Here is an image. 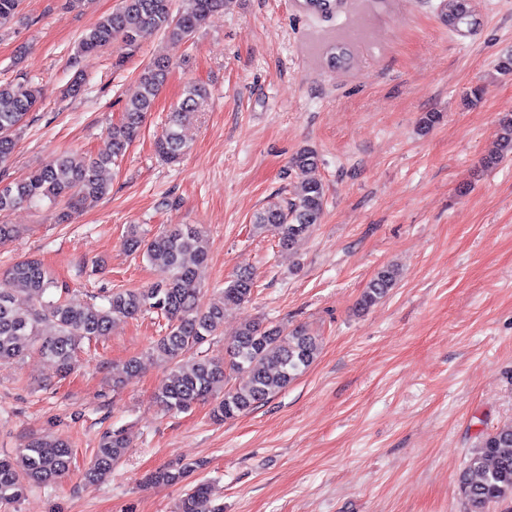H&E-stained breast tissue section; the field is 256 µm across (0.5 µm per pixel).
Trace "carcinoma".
Segmentation results:
<instances>
[{
    "label": "carcinoma",
    "mask_w": 512,
    "mask_h": 512,
    "mask_svg": "<svg viewBox=\"0 0 512 512\" xmlns=\"http://www.w3.org/2000/svg\"><path fill=\"white\" fill-rule=\"evenodd\" d=\"M174 0H120L118 8L100 18L81 37L76 55L98 52L115 41L126 48L137 46L146 31H158L170 43L192 39L208 18L223 9L227 0H182L174 9ZM348 0H303L304 10L324 17L341 11ZM457 0H441L440 14L455 13L451 29L465 34L480 25L472 6L456 10ZM169 68L165 57H157L139 75L137 88L125 101L121 118L109 130L111 150L97 157L75 154L57 155L28 175L8 179L0 173V214L23 204L67 199V207L56 214V222H68L72 213L88 201L109 191L104 172L116 165L139 137L147 115L164 84ZM208 97L202 84H190L184 97L173 108L167 127L155 148L168 164L180 162L188 151L181 127L198 112ZM38 104V90L25 82L0 83V170L6 168L15 148L17 132L24 117ZM498 152L486 158L483 167L492 168L512 154V119H503L497 130ZM319 156L303 148L289 161V168L300 178L296 197L258 211L253 227L269 232L278 246L290 250L294 244L321 222L325 187L315 176ZM125 249L145 259L158 272V279L147 288H121L97 306L64 296L50 270L36 259L15 261L0 281V361L25 356L31 351L51 358L60 372L74 368V358L82 339L96 340L108 334L120 319H132L156 312L165 319L153 352L168 364L167 382L154 397L166 412H186L213 396L216 384L236 383L213 404L217 422L243 415L286 389L317 358L321 343L302 327L263 321L244 323L228 344L224 356L198 358L190 351L218 335L224 325V311L251 300L255 279L251 272H238L218 292L217 299L205 310L195 304L199 291L198 266L207 262L209 253L205 231L197 224H167L147 235L130 226ZM399 272L392 266L379 269L368 282L360 306L370 307L395 287ZM61 290L57 299H44L51 290ZM140 368L132 358L121 370L112 372V387L120 388L128 376ZM129 441L122 429L101 433L93 460L83 473L86 483L103 482L126 454ZM73 450L67 443L49 436L33 437L15 458H0V505L21 501L32 486L57 483L70 470ZM201 464L178 463L156 470L145 480L147 485L181 483ZM459 491L473 512H482L492 503L512 501V424L484 435L480 445L468 457L458 476ZM175 512H224L214 503L209 485L191 486Z\"/></svg>",
    "instance_id": "1"
}]
</instances>
